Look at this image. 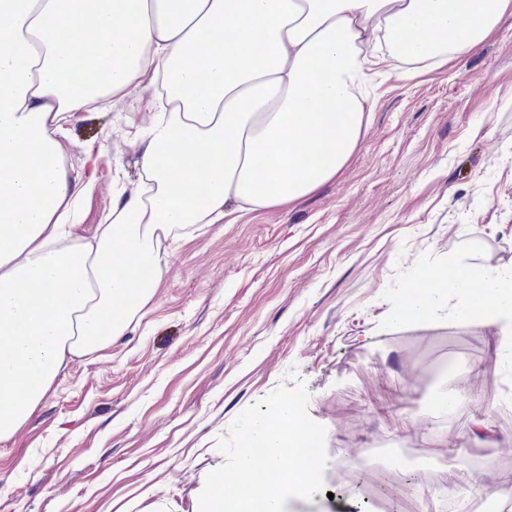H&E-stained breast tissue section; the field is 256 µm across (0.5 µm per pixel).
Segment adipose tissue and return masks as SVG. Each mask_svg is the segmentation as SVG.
Listing matches in <instances>:
<instances>
[{
    "instance_id": "obj_1",
    "label": "adipose tissue",
    "mask_w": 512,
    "mask_h": 512,
    "mask_svg": "<svg viewBox=\"0 0 512 512\" xmlns=\"http://www.w3.org/2000/svg\"><path fill=\"white\" fill-rule=\"evenodd\" d=\"M508 13L512 0H0V440L73 358L107 349L151 302L167 241L336 179L376 67L443 69ZM144 87L157 91L149 123L125 119L135 188L91 156L69 172L77 113ZM101 181L108 219L71 245ZM453 272L460 287L417 299L426 318L452 296L457 320H512L511 266Z\"/></svg>"
}]
</instances>
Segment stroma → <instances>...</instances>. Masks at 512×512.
<instances>
[{"label":"stroma","instance_id":"35a3bbf8","mask_svg":"<svg viewBox=\"0 0 512 512\" xmlns=\"http://www.w3.org/2000/svg\"><path fill=\"white\" fill-rule=\"evenodd\" d=\"M152 89L77 115L86 151L137 179L125 116ZM112 186L84 195L92 236ZM512 265V14L474 51L412 77L382 67L342 174L281 210L248 212L168 247L162 285L110 348L73 359L26 425L0 441V512H197L218 440L278 384L304 383L328 459L285 512H414L454 493L468 512L512 503V331L441 317L397 320L421 268ZM475 396L441 424L448 389ZM485 416L504 444L471 432ZM345 441H337V434Z\"/></svg>","mask_w":512,"mask_h":512}]
</instances>
